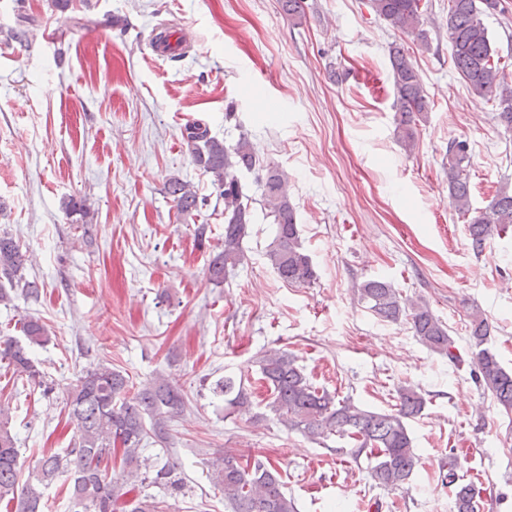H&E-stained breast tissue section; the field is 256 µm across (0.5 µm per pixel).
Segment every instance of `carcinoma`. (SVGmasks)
Wrapping results in <instances>:
<instances>
[{
	"mask_svg": "<svg viewBox=\"0 0 512 512\" xmlns=\"http://www.w3.org/2000/svg\"><path fill=\"white\" fill-rule=\"evenodd\" d=\"M288 18L301 22L304 0H280ZM375 14L390 26L429 48L424 24L429 19L431 0H370ZM500 0H448L446 27L454 70L468 90L494 106L493 120L512 132V73L501 63L492 47L483 16L499 9ZM391 77L396 92L395 132L408 152L417 147V123L429 111V97L420 82L409 49L394 43L389 48ZM193 162L212 178L217 197L224 202V244L207 268L208 280L219 285L227 281L245 259L244 240L251 234L253 211L250 197L239 178L242 171L257 174L262 187V203L273 218L275 234L266 256L278 275L289 284L309 285L316 271L305 252L296 224L294 207L288 196V176L275 166L263 165L256 158L248 138L240 136L231 146L212 135L209 126L188 122L181 132ZM470 143L463 138L448 140L443 166L448 174V201L467 224L472 250L479 255L494 235L512 227V189L499 188L484 207L472 201ZM177 212L190 216L199 208L194 186L177 177L165 185ZM66 215L75 224H88L94 212L86 200L70 199ZM25 254L20 241L7 232L0 233V303L11 301L10 292L37 302L43 285L24 274ZM361 302L383 322L406 319L413 335L433 352L460 362L447 326L428 305L402 295L384 279H367L356 287ZM491 327L484 313L476 308L468 319L473 355L484 386L497 403L512 412V372L486 347ZM25 341H4L0 361H7L13 372L43 385L42 373L29 356V348L48 341L46 329L37 320L22 323ZM260 380L267 385L266 404L277 420L291 431L321 442L332 436L346 440L354 459L366 456L375 484L397 488L405 484L418 464L407 429V420L422 414L427 401L413 386L398 392L395 410L377 412L355 405L350 398L313 385L295 356L284 349H271L256 360ZM224 397L227 415L246 413L253 406L252 392L244 380L224 376L211 387ZM182 389L159 375L136 385L130 377L109 365L96 363L66 388L68 417L78 437L60 453L43 456L20 480L23 464L8 417L0 410V503L17 501V512H47L46 491L63 480L68 493V512H162L161 502L138 493L147 480L173 491L182 488L176 464L166 463L149 478L153 464L142 455L144 443H166L171 423L185 411ZM457 457L448 456V473L443 480L453 487L454 512H477L476 485L462 483L456 474ZM215 486L224 493L232 512H297L295 501L285 491L280 471L261 457L247 459L224 454V466L212 473Z\"/></svg>",
	"mask_w": 512,
	"mask_h": 512,
	"instance_id": "obj_1",
	"label": "carcinoma"
}]
</instances>
